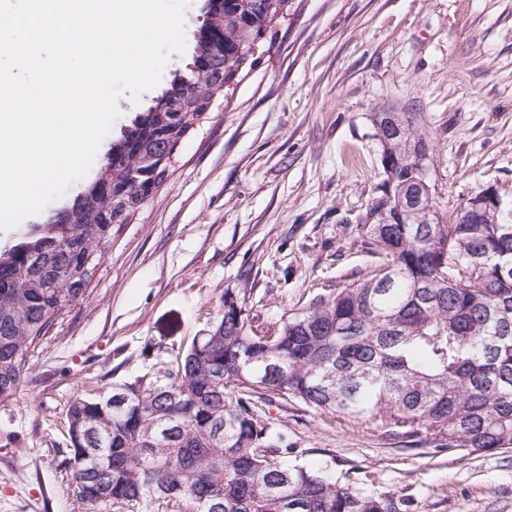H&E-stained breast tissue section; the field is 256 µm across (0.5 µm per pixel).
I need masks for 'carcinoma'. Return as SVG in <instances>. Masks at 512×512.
<instances>
[{
	"label": "carcinoma",
	"instance_id": "obj_1",
	"mask_svg": "<svg viewBox=\"0 0 512 512\" xmlns=\"http://www.w3.org/2000/svg\"><path fill=\"white\" fill-rule=\"evenodd\" d=\"M288 0H207L200 40L224 62L211 77L174 75L110 152L112 201L97 197L103 173L45 224H30L0 249V400L16 395L27 355L90 285L87 251L112 240L113 225L140 210L131 181L141 158L177 142L213 95L238 83ZM401 134L370 121L384 179L360 218L363 241L384 272L302 308L271 330L254 329L243 288L224 289L211 325L161 383L77 396L67 411L68 465L80 499L147 501L177 512H404V501L291 465L288 443L256 404L296 399L315 410L381 421L389 436L415 441L440 427L446 448L512 449V208H481L444 220L423 179L431 139L418 112L397 113Z\"/></svg>",
	"mask_w": 512,
	"mask_h": 512
}]
</instances>
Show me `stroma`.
Listing matches in <instances>:
<instances>
[{
    "instance_id": "obj_1",
    "label": "stroma",
    "mask_w": 512,
    "mask_h": 512,
    "mask_svg": "<svg viewBox=\"0 0 512 512\" xmlns=\"http://www.w3.org/2000/svg\"><path fill=\"white\" fill-rule=\"evenodd\" d=\"M206 0H188L186 49L161 85L122 95L101 141L150 106L197 47ZM422 116L428 179L445 218L495 190L512 202V0H288L252 66L177 147L168 178L120 225L85 295L30 348L27 377L0 400V512H88L68 456L67 409L79 395L160 383L225 289L247 291L256 326L370 277L383 263L359 219L383 179L369 115ZM48 203L43 224L94 179ZM288 437V461L364 482L408 512H512V451L442 448L387 437L381 422L263 405Z\"/></svg>"
}]
</instances>
